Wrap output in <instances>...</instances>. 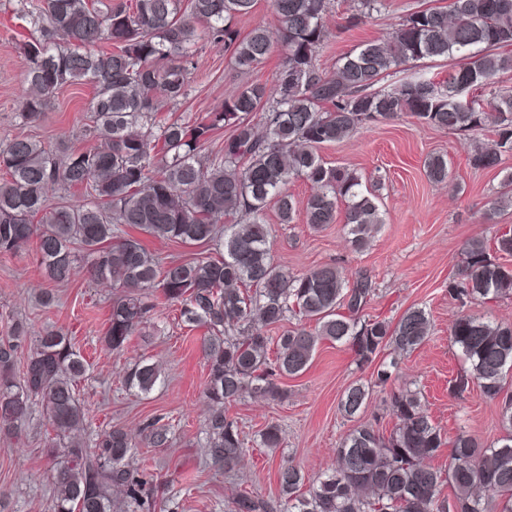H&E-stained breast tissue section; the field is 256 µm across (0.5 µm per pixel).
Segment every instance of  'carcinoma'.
I'll return each instance as SVG.
<instances>
[{
    "instance_id": "obj_1",
    "label": "carcinoma",
    "mask_w": 512,
    "mask_h": 512,
    "mask_svg": "<svg viewBox=\"0 0 512 512\" xmlns=\"http://www.w3.org/2000/svg\"><path fill=\"white\" fill-rule=\"evenodd\" d=\"M381 2L358 0L346 23L359 26ZM271 6L275 37L262 24L244 35L232 27L235 18L251 13L254 0H41L24 15L29 93L20 115L35 122L62 86L89 85L92 144L51 146L16 136L0 147V254H16L33 242L49 280L66 283L81 251L95 280L121 289L104 334L113 350L126 348L163 302L180 304L185 323L206 328V452L226 471L246 452L228 407L246 396L280 398L276 378L304 372L322 342L348 344L362 367L390 350L395 358L377 371L384 385L396 357L413 353L429 334V317L420 307L395 322L362 317L372 293L363 273L350 281L335 265L294 274L275 262L264 216L272 205L280 223H292L295 203L287 187L294 178L315 187L304 207L312 227L334 223L340 200L356 248L383 223L376 195L362 189L353 170L324 162L317 148L406 113L449 132H492L493 139L471 154L475 169H496L503 153L512 151V93L462 97L512 69V56L499 53L512 46V0H450L447 9L409 13L388 39L367 41L340 58L332 75L316 62L329 37L331 0H272ZM201 42L223 45L241 72L261 63L276 42L286 56L272 85H247L217 107L170 120L165 105L189 96L188 71ZM457 54L465 62L442 77L377 88L406 63ZM162 60L168 65L160 66ZM226 128L230 135L216 143ZM426 174L435 183L448 181V159L430 157ZM56 190L75 202L50 204ZM131 229L183 244L215 242L223 256L163 262ZM494 253L512 257L511 233L466 242L448 284L455 300L487 303L512 294V265L492 260ZM292 318L297 323L281 335H268ZM29 338L34 351L17 381L10 370ZM449 338L470 363L453 389L462 393L475 381L487 399L500 403L505 437L483 446L460 433L446 444L419 393L394 392L389 435L359 424L334 448V468L308 490L302 470L285 462L276 506L243 492L233 512H512V401L502 397L512 370V324L462 314ZM88 370L63 331L31 338L24 325L15 326L0 342V435H21L32 401H39L55 433L47 448L55 461L49 512H111L112 488L131 512H151L159 484L134 465L136 444L126 430L113 426L90 446L73 437L86 421L76 390ZM161 378L162 370L141 358L124 384L147 395ZM371 395L363 383H351L340 412L357 416ZM143 432L153 448L170 444V425L161 417L148 420ZM445 444L452 452L442 470L430 461ZM259 446H283L279 424L260 431ZM445 485L452 496L441 495Z\"/></svg>"
}]
</instances>
